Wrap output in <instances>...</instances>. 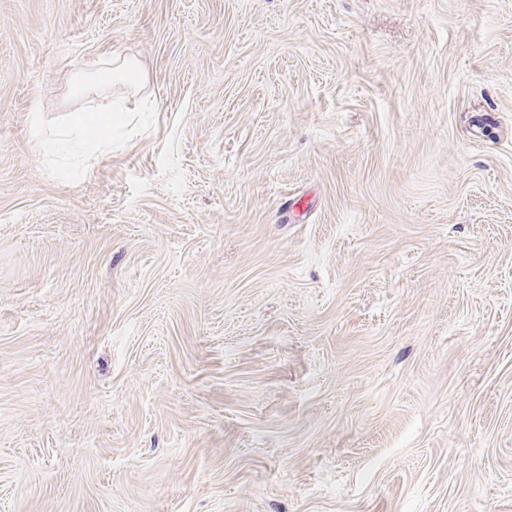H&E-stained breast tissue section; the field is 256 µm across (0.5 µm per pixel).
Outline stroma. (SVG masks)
<instances>
[{"instance_id":"stroma-1","label":"stroma","mask_w":512,"mask_h":512,"mask_svg":"<svg viewBox=\"0 0 512 512\" xmlns=\"http://www.w3.org/2000/svg\"><path fill=\"white\" fill-rule=\"evenodd\" d=\"M0 512H512V0H0ZM119 112L108 110L91 115L77 113L78 115L73 117L72 122L74 125L86 129L90 134L97 135L111 130L112 126L121 121V113Z\"/></svg>"}]
</instances>
